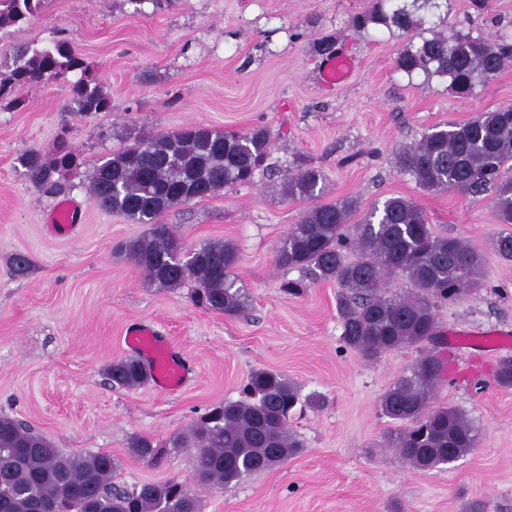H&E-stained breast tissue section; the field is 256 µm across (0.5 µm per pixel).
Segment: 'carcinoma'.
<instances>
[{"instance_id":"obj_1","label":"carcinoma","mask_w":512,"mask_h":512,"mask_svg":"<svg viewBox=\"0 0 512 512\" xmlns=\"http://www.w3.org/2000/svg\"><path fill=\"white\" fill-rule=\"evenodd\" d=\"M44 0H0V30L36 16ZM439 8L437 0H411L386 9V0L352 18L355 33L382 25L402 32L414 27V13ZM512 62V37L488 39L453 29L425 38L403 51L397 66L405 73L447 77L465 96L476 84L494 80ZM62 81L68 107L84 115L108 107L94 66L65 40L40 48L20 45L12 62L0 64V98L18 86ZM268 129L246 133L191 124L153 134L102 157L86 175L90 199L146 232L127 242L125 252L162 290L191 286L202 308L233 316L246 306L233 276L239 255L230 242L183 247L167 224L158 223L175 205L202 200L218 191L248 185L271 155ZM19 162L37 188L65 189L77 155L65 137L47 156L31 151ZM394 165L428 191L494 192L497 218L512 224V106L482 112L463 123H446L394 155ZM325 184L323 171L299 159L283 174V192L315 200ZM353 197L316 203L283 238L278 263L302 272L311 283H334L336 312L347 347L363 358L416 345L421 354L383 394L380 408L401 424L392 447L412 468L431 470L459 460L478 446L480 431L460 410L434 404L444 363L430 348L439 336L436 308L461 300L484 286V257L461 240L440 235L416 201L390 197L359 215ZM496 256L512 262V233L493 243ZM398 277L411 292L387 296L384 284ZM114 388L149 382L141 359H115L106 370ZM499 385L512 386V356L499 361ZM319 396L302 397L299 387L275 370L255 369L240 398L213 405L183 432L161 446L151 438L130 441L132 454L157 467L170 450L188 448L195 481L218 489L285 464L302 442L289 428L297 408L320 409ZM118 459L112 453H67L42 434L7 415L0 416V512H203L191 485L176 478L144 483L131 491L112 488Z\"/></svg>"}]
</instances>
